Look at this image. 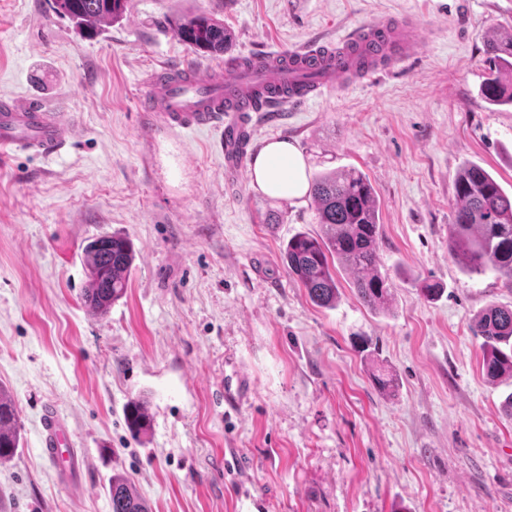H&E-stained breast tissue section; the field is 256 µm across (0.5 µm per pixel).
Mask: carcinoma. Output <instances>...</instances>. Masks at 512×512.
<instances>
[{
  "label": "carcinoma",
  "mask_w": 512,
  "mask_h": 512,
  "mask_svg": "<svg viewBox=\"0 0 512 512\" xmlns=\"http://www.w3.org/2000/svg\"><path fill=\"white\" fill-rule=\"evenodd\" d=\"M53 12L68 18L83 31H95L122 19L129 0H52ZM177 38L196 52L224 53L230 34L224 24L204 11L174 26ZM486 52L492 64L483 81L484 99L493 105H512V37L493 35ZM309 196L322 234L300 232L288 239L284 258L288 276L304 288L319 307L336 306L339 287L336 264L356 274L354 286L362 303L375 310L389 308L390 277L381 272L380 218L375 190L369 179L354 169L319 175L311 181ZM448 249L468 271L494 270L512 287V195L483 167H463L455 179V205L448 225ZM89 277L84 303L95 315H105L127 287L133 251L128 239L104 235L84 248ZM471 332L483 339L482 369L496 381L512 378V307L490 305L473 321ZM127 424L138 437L150 427L147 404L128 403ZM18 411L12 398L0 389V462L20 448ZM112 512H150L134 482L120 473L109 480Z\"/></svg>",
  "instance_id": "cac0c4a2"
}]
</instances>
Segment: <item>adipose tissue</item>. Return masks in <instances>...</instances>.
Here are the masks:
<instances>
[{
    "label": "adipose tissue",
    "instance_id": "obj_1",
    "mask_svg": "<svg viewBox=\"0 0 512 512\" xmlns=\"http://www.w3.org/2000/svg\"><path fill=\"white\" fill-rule=\"evenodd\" d=\"M253 178L257 188L272 198H298L308 190L304 159L287 141L270 142L260 151Z\"/></svg>",
    "mask_w": 512,
    "mask_h": 512
}]
</instances>
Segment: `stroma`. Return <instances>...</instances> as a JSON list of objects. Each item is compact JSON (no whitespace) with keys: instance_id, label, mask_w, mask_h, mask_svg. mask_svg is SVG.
Wrapping results in <instances>:
<instances>
[{"instance_id":"1","label":"stroma","mask_w":512,"mask_h":512,"mask_svg":"<svg viewBox=\"0 0 512 512\" xmlns=\"http://www.w3.org/2000/svg\"><path fill=\"white\" fill-rule=\"evenodd\" d=\"M198 11L232 32L226 55L175 37ZM383 20L416 23L415 55L252 120L257 147L291 142L307 175L354 168L375 188L391 311L365 307L342 267L339 300L322 308L283 261L288 239L321 232L310 197L274 199L251 171L225 172L221 129L150 120L142 80ZM494 33L512 34V0H131L92 37L50 0H0V93L37 97L81 130L60 155L0 160V387L22 437L0 462V512H112L117 472L152 512H512V378L486 379L470 331L485 307H512V288L448 250L464 163L512 192V106L479 93ZM112 234L135 258L98 317L82 300L83 251ZM425 280L442 296L425 300ZM356 336L376 342V362ZM228 380L242 386L229 402ZM137 397L152 418L138 439L123 414ZM49 406L80 461L69 482L40 447Z\"/></svg>"}]
</instances>
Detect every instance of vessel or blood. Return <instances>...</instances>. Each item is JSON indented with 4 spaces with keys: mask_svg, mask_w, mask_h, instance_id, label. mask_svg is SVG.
<instances>
[{
    "mask_svg": "<svg viewBox=\"0 0 512 512\" xmlns=\"http://www.w3.org/2000/svg\"><path fill=\"white\" fill-rule=\"evenodd\" d=\"M417 46L411 23L376 22L333 43L254 55L220 73L203 68L153 71L144 80L146 109L171 130L221 129L224 166L240 171L253 150V113L300 106L342 83L386 72L412 56ZM78 133L67 114L39 99L0 96V158L20 150L57 154ZM41 447L53 466L69 458V436L55 414L44 418Z\"/></svg>",
    "mask_w": 512,
    "mask_h": 512,
    "instance_id": "vessel-or-blood-1",
    "label": "vessel or blood"
}]
</instances>
